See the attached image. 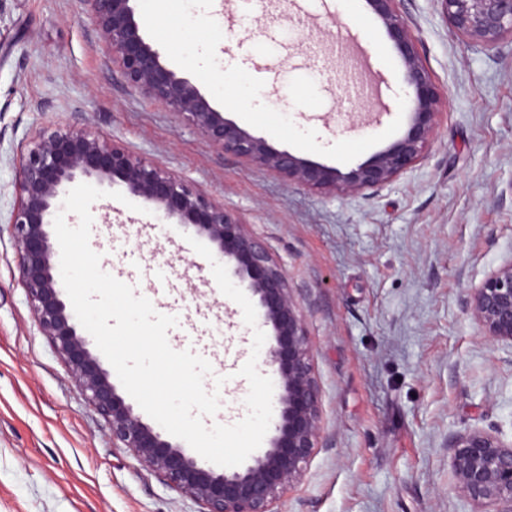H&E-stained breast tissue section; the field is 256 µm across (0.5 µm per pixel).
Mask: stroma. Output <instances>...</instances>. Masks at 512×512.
Instances as JSON below:
<instances>
[{
    "mask_svg": "<svg viewBox=\"0 0 512 512\" xmlns=\"http://www.w3.org/2000/svg\"><path fill=\"white\" fill-rule=\"evenodd\" d=\"M162 63L277 151L348 171L402 131L405 70L365 0H135ZM447 103L424 157L349 197L288 182L206 141L129 87L80 0H0V512H199L71 381L19 280L15 159L43 128L103 135L224 204L281 266L320 393L319 438L276 512H474L448 447L512 438V347L483 336L470 291L512 257V38L474 48L438 0H403ZM89 244L154 309L168 342L202 343L223 377L206 425L247 413L253 330L184 227L102 198ZM165 269L158 285L154 273Z\"/></svg>",
    "mask_w": 512,
    "mask_h": 512,
    "instance_id": "35a3bbf8",
    "label": "stroma"
}]
</instances>
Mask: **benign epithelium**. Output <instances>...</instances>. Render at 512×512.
I'll list each match as a JSON object with an SVG mask.
<instances>
[{"mask_svg":"<svg viewBox=\"0 0 512 512\" xmlns=\"http://www.w3.org/2000/svg\"><path fill=\"white\" fill-rule=\"evenodd\" d=\"M128 84L171 108L202 132L208 143L243 162L291 182L352 196L391 183L425 154L441 117L442 97L423 64L411 34L403 0H365L392 41L405 69V130L356 168L343 172L310 163L267 142L214 110L195 85L163 65L146 42L132 0H80ZM450 31L480 47L512 36V0H438ZM80 177L119 182L148 205L160 221L172 218L205 234L220 258L236 264L249 281L262 323L272 328L267 350L280 421L266 451L217 472L200 465L146 423L118 392L109 373L68 306L55 260L50 227L62 207L65 188ZM17 203L9 223L20 281L41 332L62 357L76 387L105 418L112 441L131 451L168 486L200 502L203 512H274L278 499L303 474L318 438L319 393L310 362L303 319L288 281L266 244L249 234L224 205L192 188L185 179L86 131L43 130L20 146L16 166ZM484 336L512 344V259L488 274L466 302ZM454 489L467 501L512 512V442L472 428L449 446Z\"/></svg>","mask_w":512,"mask_h":512,"instance_id":"1","label":"benign epithelium"}]
</instances>
